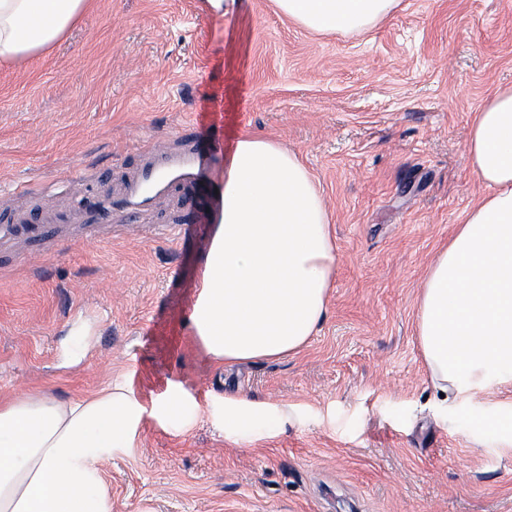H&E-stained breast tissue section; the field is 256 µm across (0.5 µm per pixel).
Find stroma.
I'll return each mask as SVG.
<instances>
[{"label":"stroma","mask_w":512,"mask_h":512,"mask_svg":"<svg viewBox=\"0 0 512 512\" xmlns=\"http://www.w3.org/2000/svg\"><path fill=\"white\" fill-rule=\"evenodd\" d=\"M512 85V0H401L359 34L320 35L273 0H91L48 53L0 68V190L15 208L107 194L137 147L189 122L225 151L260 132L318 178L337 246L326 315L300 352L218 366L190 323L214 232L108 224L0 245V398L145 407L180 390L176 432L145 419L104 464L112 512H512V442L436 415L416 336L420 284L483 188L465 140ZM43 253L29 263L30 250ZM227 397L295 406L243 437Z\"/></svg>","instance_id":"35a3bbf8"}]
</instances>
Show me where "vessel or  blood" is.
Returning a JSON list of instances; mask_svg holds the SVG:
<instances>
[{"label":"vessel or blood","instance_id":"1","mask_svg":"<svg viewBox=\"0 0 512 512\" xmlns=\"http://www.w3.org/2000/svg\"><path fill=\"white\" fill-rule=\"evenodd\" d=\"M140 154L139 166L124 174L115 192L85 196L72 209L59 207L47 187L37 192L36 206L29 211L13 210L10 193L0 194V238L30 236L47 225L147 224L167 202L173 208L164 222L180 232L219 223L223 175L214 168L211 138H186L177 146L150 141Z\"/></svg>","mask_w":512,"mask_h":512}]
</instances>
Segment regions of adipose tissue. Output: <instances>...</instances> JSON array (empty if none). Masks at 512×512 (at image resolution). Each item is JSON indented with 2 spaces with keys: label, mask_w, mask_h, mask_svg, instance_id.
<instances>
[{
  "label": "adipose tissue",
  "mask_w": 512,
  "mask_h": 512,
  "mask_svg": "<svg viewBox=\"0 0 512 512\" xmlns=\"http://www.w3.org/2000/svg\"><path fill=\"white\" fill-rule=\"evenodd\" d=\"M87 0H0V65L48 51ZM297 26L350 34L376 26L399 0H275ZM465 151L483 194L431 261L416 335L440 413H459L491 379L512 381V86L479 107ZM336 273L332 214L301 156L242 135L224 161V210L205 257L190 320L213 361L237 364L300 351L327 310ZM145 414L116 384L90 398L0 400V512H112L101 464L132 447ZM288 406L224 401L223 430L274 432Z\"/></svg>",
  "instance_id": "ef3b65f1"
}]
</instances>
